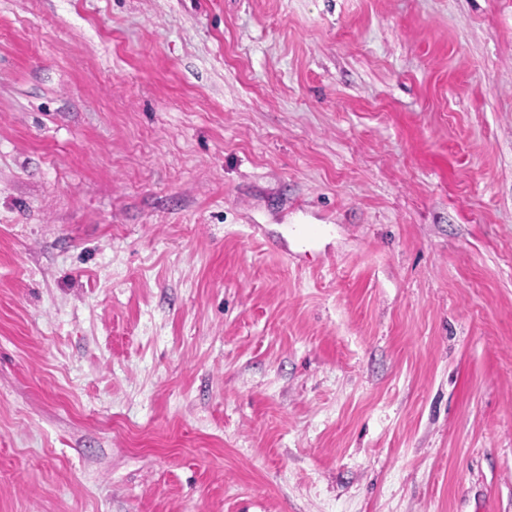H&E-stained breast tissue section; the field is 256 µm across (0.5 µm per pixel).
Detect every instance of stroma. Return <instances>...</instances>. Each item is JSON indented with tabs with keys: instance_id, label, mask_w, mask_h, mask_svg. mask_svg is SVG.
Segmentation results:
<instances>
[{
	"instance_id": "35a3bbf8",
	"label": "stroma",
	"mask_w": 512,
	"mask_h": 512,
	"mask_svg": "<svg viewBox=\"0 0 512 512\" xmlns=\"http://www.w3.org/2000/svg\"><path fill=\"white\" fill-rule=\"evenodd\" d=\"M0 512H512V0H0Z\"/></svg>"
}]
</instances>
